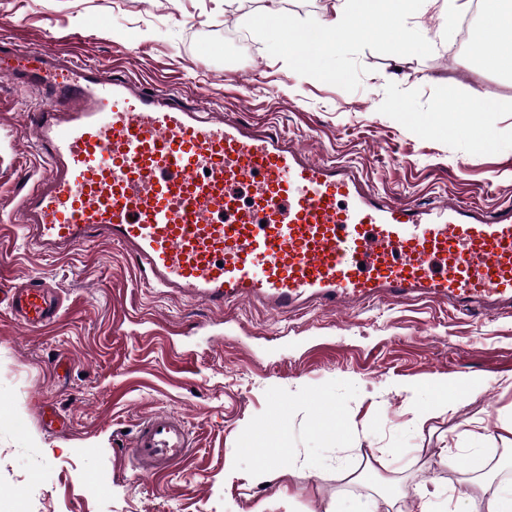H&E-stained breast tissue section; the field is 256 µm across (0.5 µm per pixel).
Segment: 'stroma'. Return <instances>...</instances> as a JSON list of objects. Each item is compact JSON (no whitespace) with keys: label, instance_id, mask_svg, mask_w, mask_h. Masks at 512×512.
<instances>
[{"label":"stroma","instance_id":"1","mask_svg":"<svg viewBox=\"0 0 512 512\" xmlns=\"http://www.w3.org/2000/svg\"><path fill=\"white\" fill-rule=\"evenodd\" d=\"M333 2L0 0V51L109 64L213 116L275 123L311 157L356 164L399 202L512 203V74L460 48V21L441 38L437 18L408 19L436 38L401 49L371 33L337 56V80L287 72L273 29L247 21L273 9L304 25ZM137 19L143 27L127 30ZM474 85L495 108L480 150L437 116ZM36 104L0 70V283L46 278L66 308L37 332L0 309V512H324L336 494L377 489L410 512L414 484L437 490V505L462 485L473 448L512 478L501 468L512 448V314L478 321L411 302L280 322L253 303L218 312L157 294L106 240L68 258L24 248L10 218L27 174L43 169L28 121ZM444 375L470 377L473 397L414 426L429 395L408 404L405 386ZM156 411L187 423L191 452L167 475L139 477L132 440ZM367 448L386 451L378 478L349 481ZM445 449L459 453L457 469L434 466ZM260 454L277 473L265 487L249 480Z\"/></svg>","mask_w":512,"mask_h":512}]
</instances>
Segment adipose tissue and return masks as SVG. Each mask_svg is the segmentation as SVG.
<instances>
[{
    "label": "adipose tissue",
    "instance_id": "1",
    "mask_svg": "<svg viewBox=\"0 0 512 512\" xmlns=\"http://www.w3.org/2000/svg\"><path fill=\"white\" fill-rule=\"evenodd\" d=\"M480 5V62L490 70L511 72L512 0H480ZM464 8L463 0H336L332 13L309 29L289 26L288 63L318 70L326 57L342 46L361 41L369 32L401 37L405 15H422L432 9L447 22ZM470 385V380L457 376L432 380L439 397L415 410V423L421 425L448 412L455 402L468 396ZM447 512H512V479L499 482L484 475L470 478L457 499L449 501Z\"/></svg>",
    "mask_w": 512,
    "mask_h": 512
}]
</instances>
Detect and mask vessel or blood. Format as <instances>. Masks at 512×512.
Returning a JSON list of instances; mask_svg holds the SVG:
<instances>
[{
	"instance_id": "obj_1",
	"label": "vessel or blood",
	"mask_w": 512,
	"mask_h": 512,
	"mask_svg": "<svg viewBox=\"0 0 512 512\" xmlns=\"http://www.w3.org/2000/svg\"><path fill=\"white\" fill-rule=\"evenodd\" d=\"M13 69L41 103L31 129L46 168L17 204L25 242L66 257L106 239L165 293L215 310L258 302L275 317L315 307L444 305L512 313V204L383 197L354 164L316 160L278 131L213 119L171 95L52 55ZM0 306L36 331L60 321L57 289L31 277ZM176 416L138 428L131 455L157 476L188 458Z\"/></svg>"
}]
</instances>
